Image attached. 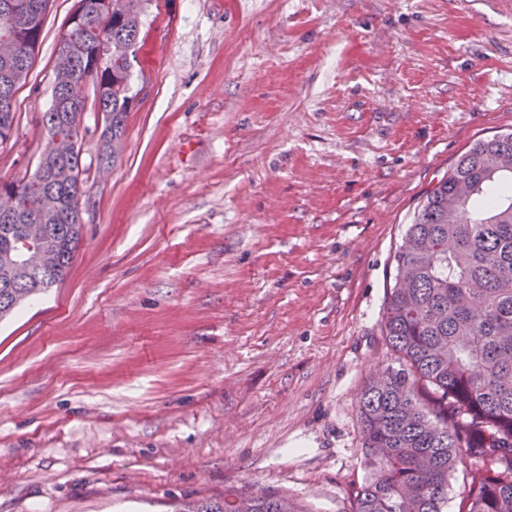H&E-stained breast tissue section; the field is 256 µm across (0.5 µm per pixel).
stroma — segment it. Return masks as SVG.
<instances>
[{"instance_id": "obj_1", "label": "stroma", "mask_w": 512, "mask_h": 512, "mask_svg": "<svg viewBox=\"0 0 512 512\" xmlns=\"http://www.w3.org/2000/svg\"><path fill=\"white\" fill-rule=\"evenodd\" d=\"M52 0L0 145L33 172ZM122 148L86 130L66 278L0 321V512H175L284 491L353 512L391 258L512 131V0H145Z\"/></svg>"}]
</instances>
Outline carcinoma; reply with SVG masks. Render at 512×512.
Returning a JSON list of instances; mask_svg holds the SVG:
<instances>
[{
  "mask_svg": "<svg viewBox=\"0 0 512 512\" xmlns=\"http://www.w3.org/2000/svg\"><path fill=\"white\" fill-rule=\"evenodd\" d=\"M84 17L60 39L77 81L54 86L42 116L48 141L76 132L85 76L105 45L95 95L103 112L101 160L117 156L136 98L142 3L114 0L112 16L81 0ZM49 0H0V40L17 32L27 53L0 61V144L14 130L11 73L28 75ZM79 155L48 165L44 177L0 182L17 194L20 216L44 224L62 258L44 272L0 282V318L63 280L81 241L76 200ZM382 332L397 366L379 369L358 401L365 479L354 512H445L448 479L469 469L467 512H512V132L481 139L427 194L393 255ZM180 512H309L288 494L261 489L199 500Z\"/></svg>",
  "mask_w": 512,
  "mask_h": 512,
  "instance_id": "cac0c4a2",
  "label": "carcinoma"
}]
</instances>
